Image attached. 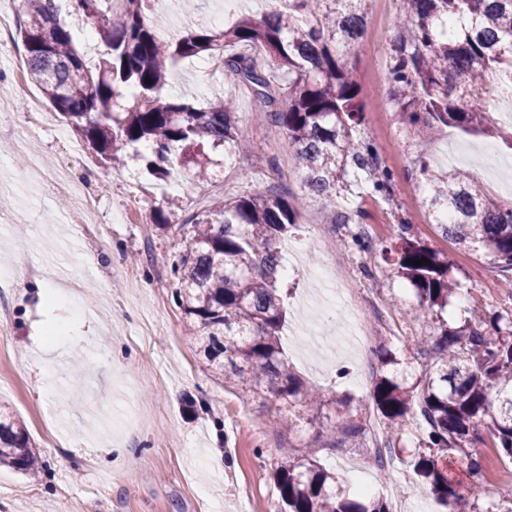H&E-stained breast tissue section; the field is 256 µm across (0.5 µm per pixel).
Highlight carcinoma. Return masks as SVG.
Returning <instances> with one entry per match:
<instances>
[{"label": "carcinoma", "mask_w": 512, "mask_h": 512, "mask_svg": "<svg viewBox=\"0 0 512 512\" xmlns=\"http://www.w3.org/2000/svg\"><path fill=\"white\" fill-rule=\"evenodd\" d=\"M157 0H76L99 39L97 61L78 51L62 21L61 0H19V37L28 76L56 114L111 167L124 165L139 144L146 171L170 179L176 160L188 168L185 191L210 175L205 147L229 156L238 137L231 102L197 108L162 95L172 68L207 53L244 85L272 122L283 128L304 172L308 191L335 200L350 187L348 170L366 174L360 189L388 195L392 173L374 144L359 136L364 105L349 66L365 33L367 0H287L259 18L244 16L215 32L198 20L170 40L149 21ZM389 45L390 103L410 137L433 129L490 135L485 104L512 91V0H401ZM414 169L427 186V205L442 234L462 250L487 259L512 293V204L489 196L470 173L435 168L423 157ZM248 189L216 210L193 212L191 227L171 263L179 281L177 306L211 371L242 393L276 402L274 424L290 427L296 410L338 403L345 411L333 431L344 440L367 439L350 402L328 400L290 367L281 332L287 318L280 288V247L298 223V206L247 177ZM358 250L380 255L414 288L407 314L433 326L413 337L424 359L407 384L387 376L395 363L379 351L372 399L397 454L399 439L420 421L415 479L409 492L432 495L456 512L471 505L448 477V452L489 438L512 460V319L475 314L450 328L442 317L452 294L448 257L421 243L411 225L385 248L360 233ZM428 259L414 266L412 260ZM318 450L303 446L277 462L280 512H389L381 497L352 498L336 472L321 466ZM0 466L26 476L41 467L28 430L0 405Z\"/></svg>", "instance_id": "carcinoma-1"}]
</instances>
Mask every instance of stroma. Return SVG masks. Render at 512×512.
Here are the masks:
<instances>
[{"instance_id": "35a3bbf8", "label": "stroma", "mask_w": 512, "mask_h": 512, "mask_svg": "<svg viewBox=\"0 0 512 512\" xmlns=\"http://www.w3.org/2000/svg\"><path fill=\"white\" fill-rule=\"evenodd\" d=\"M400 9V0H368L365 34L352 59L365 108L363 132L393 174L387 199L310 198L282 128L257 118L247 91L207 56L180 62L165 91L200 106L235 98L238 146L229 158L215 152L221 165L213 179L187 196L182 177L159 185L141 176L135 155H127L119 168L105 166L48 102L34 111L25 106L12 71L14 55L0 47V192L9 201L0 210V277L18 274L20 251L39 270L17 291L0 292V307L13 312L0 334V402L25 422L43 462L35 480L0 468V512H278L272 465L311 442L320 449L321 464L336 470L346 489L367 486L403 512H440L428 494L392 495L368 449L332 444L335 405L303 410L298 431L270 427L273 405L225 384L199 354L176 304L170 264L183 246L185 213L244 193L243 176L262 157L263 180L299 208L291 238H305L314 224L326 227L325 249L308 251L304 265L344 259L370 324L369 345L390 347L394 372L410 380L419 375L423 360L408 339L429 335L430 329L402 319V310L417 303L407 280L382 262L364 274L365 257L339 224L341 212H354L377 244L393 240L400 222L408 221L422 242L448 255L461 283L443 313L449 326H458L473 304L492 313L512 310V294L487 260L442 235L423 183L411 173L419 156L442 168L475 170V154L487 143L503 165L512 162V145L499 136L449 129L419 141L407 137L387 104L388 49ZM15 121L33 130L31 152L86 181L102 212L136 211L141 221L106 224L96 234L81 230L80 203L56 192L52 182L32 178L18 163L7 133ZM171 196L183 210L167 229H158L152 219ZM48 282L64 293L52 304L42 293ZM282 288L288 305L285 352L294 371L329 395L359 401L362 423L374 420L369 394L376 355L360 358L352 337L313 322L323 298L304 274L289 273ZM79 369L84 375L78 379ZM470 454L480 461V472L454 462L449 475L479 512H506L512 505V465L485 444ZM489 484L496 488L490 498L483 493Z\"/></svg>"}]
</instances>
